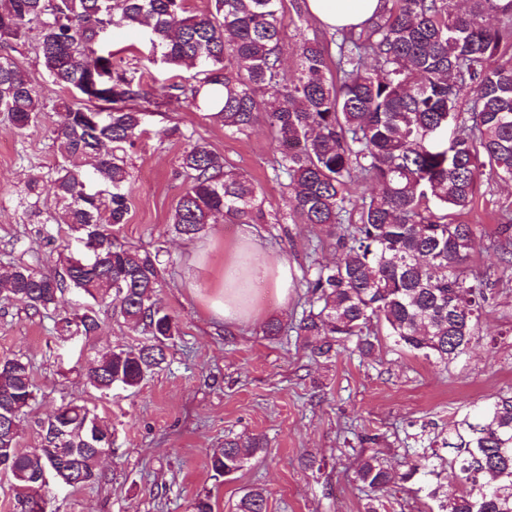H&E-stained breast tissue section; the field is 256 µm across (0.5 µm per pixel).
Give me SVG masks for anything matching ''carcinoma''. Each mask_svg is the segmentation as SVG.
<instances>
[{
	"instance_id": "1",
	"label": "carcinoma",
	"mask_w": 512,
	"mask_h": 512,
	"mask_svg": "<svg viewBox=\"0 0 512 512\" xmlns=\"http://www.w3.org/2000/svg\"><path fill=\"white\" fill-rule=\"evenodd\" d=\"M212 2L213 9L190 14L185 0H0V46L15 49L37 25L36 50L51 84L82 98L64 104L57 130L61 208L51 220L74 231L96 225L84 258L61 253L52 272L1 268L0 298L39 315L79 288L91 302L75 319H60L59 332L74 324L87 339L98 335L100 310L111 305L130 329H143L147 343L114 348L89 369L87 381L98 390L134 389L165 362L178 326L157 299L159 252L134 249L115 231L130 209V172L119 151L143 132L147 109L132 103L147 92L99 46L106 25L145 27L165 63L200 66L196 83L163 85L159 97L177 91L232 133L264 121L280 148L293 218L339 229L336 260L306 280L308 309L294 326L310 356L329 359L336 343L353 339L369 353L378 327L397 346L438 363L465 353L495 288L512 284V200L495 211L490 248L501 275L493 280L473 276L467 265L476 225L438 211L469 213L485 175L512 181V0H468L464 11L456 0H384L370 23L336 30L329 74L324 42L297 40L293 76L281 67L283 0ZM43 100L17 60L1 52L0 114L16 132L38 121ZM180 168L188 185L172 215L175 232L196 234L216 213L239 224L263 219L255 184L207 144H188ZM33 400L28 363L1 357L0 470L10 474L21 512H47L43 472L65 466L72 488L98 482L101 452L85 428L104 436L110 429L70 401L40 423L41 446L24 451L20 431ZM443 447L455 453L459 475L439 512H512V396L452 421ZM262 448L258 436L226 440L210 457L211 471L232 475ZM425 461L422 455L393 468L376 451L356 476L381 492L411 481ZM236 512H267L264 491L246 492Z\"/></svg>"
}]
</instances>
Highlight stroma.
Listing matches in <instances>:
<instances>
[{"mask_svg":"<svg viewBox=\"0 0 512 512\" xmlns=\"http://www.w3.org/2000/svg\"><path fill=\"white\" fill-rule=\"evenodd\" d=\"M283 7L282 65L291 72L298 36L322 38L326 32L310 15H296L292 0ZM101 46L149 92L191 82L197 73L163 63L143 31L108 29ZM71 97L65 89L47 93L39 121L21 134L0 119V264L51 268L74 241L67 225L48 221L57 208L60 102ZM147 110L143 133L125 153L131 208L118 235L134 247L162 250L158 298L180 326L165 363L137 389L102 393L86 380L98 353L139 346L145 333L130 330L112 310L98 336H60L58 317L73 316L86 302L74 289L61 295L55 313L40 317L0 301V357L27 361L34 383L21 448L39 447L40 422L70 400L95 409L112 431V451L98 463L102 481L79 489L51 487L48 512H192L201 495L210 496L214 512H235L254 487L265 491L268 512H365L368 491L354 472L377 447L392 464L426 453L437 470L386 489L380 512H436L431 490L454 484L458 472L452 453L441 446L449 420L466 407L512 395V287L500 289L484 310L481 339L448 365L405 351L383 333L374 337L370 354L347 350L312 359L289 326L306 306V277L335 260L336 238L328 228L289 218L269 128L260 122L247 134H234L174 98ZM197 140L257 186L265 221L233 224L217 215L195 235L173 231L171 213L185 186L178 159ZM482 189L468 265L475 276L495 277L491 214L498 199L512 197V182H486ZM245 237L254 250L288 264L291 294L281 303L274 289H252L257 317L229 329L203 317L187 283L223 264L225 247ZM271 321L282 323L281 335H266ZM375 433L379 443H367L366 435ZM246 436L261 437L263 450L233 477L214 478L209 453Z\"/></svg>","mask_w":512,"mask_h":512,"instance_id":"35a3bbf8","label":"stroma"}]
</instances>
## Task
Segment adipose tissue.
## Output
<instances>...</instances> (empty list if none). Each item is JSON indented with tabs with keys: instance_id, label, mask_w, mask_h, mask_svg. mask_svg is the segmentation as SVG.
Listing matches in <instances>:
<instances>
[{
	"instance_id": "1",
	"label": "adipose tissue",
	"mask_w": 512,
	"mask_h": 512,
	"mask_svg": "<svg viewBox=\"0 0 512 512\" xmlns=\"http://www.w3.org/2000/svg\"><path fill=\"white\" fill-rule=\"evenodd\" d=\"M384 0H306V8L325 28L336 30L364 24L383 8ZM288 264L256 256L244 242L225 250L224 265L214 275L194 281L206 316L235 326L254 314L248 290L262 284L286 301L291 287Z\"/></svg>"
}]
</instances>
